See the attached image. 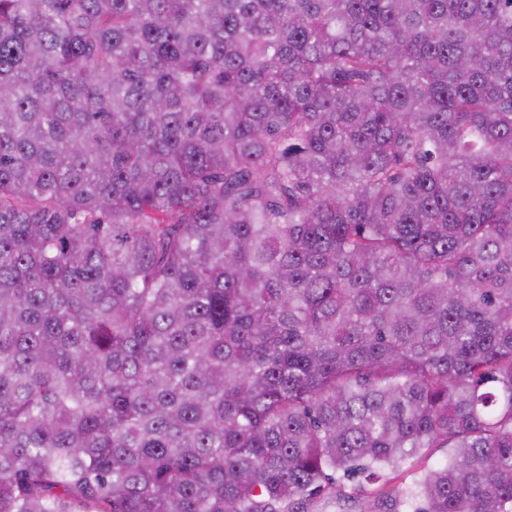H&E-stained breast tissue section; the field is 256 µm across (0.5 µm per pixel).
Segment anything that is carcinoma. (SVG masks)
Here are the masks:
<instances>
[{"instance_id": "cac0c4a2", "label": "carcinoma", "mask_w": 512, "mask_h": 512, "mask_svg": "<svg viewBox=\"0 0 512 512\" xmlns=\"http://www.w3.org/2000/svg\"><path fill=\"white\" fill-rule=\"evenodd\" d=\"M512 512V0H0V512ZM362 485L356 480L336 474V493L323 494L314 498L306 506L308 512H374L377 501L378 484Z\"/></svg>"}]
</instances>
